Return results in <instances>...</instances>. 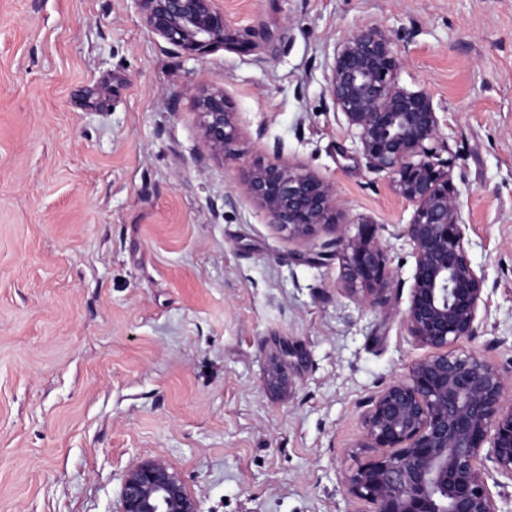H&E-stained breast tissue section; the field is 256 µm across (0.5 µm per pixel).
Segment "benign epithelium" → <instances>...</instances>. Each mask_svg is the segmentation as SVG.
Masks as SVG:
<instances>
[{"label": "benign epithelium", "instance_id": "1", "mask_svg": "<svg viewBox=\"0 0 512 512\" xmlns=\"http://www.w3.org/2000/svg\"><path fill=\"white\" fill-rule=\"evenodd\" d=\"M148 30L186 57L253 47L230 32L217 0H136ZM403 59L392 39L364 26L334 49L328 92L357 138L367 168L385 173L395 192L414 206L399 237L415 259L402 323L430 354L367 401L362 448L373 454L344 484L367 512H500L488 484L495 471L512 479V400L506 378L486 356L450 348L477 335L485 274L470 258L469 225L462 217L452 162L438 159L447 144L432 96L395 80ZM209 151L236 159L239 128L224 91L195 101ZM240 193L292 240L336 222L334 185L278 161L252 167ZM349 291L389 307L392 272L378 225L358 224L335 241ZM493 468H488L487 463ZM120 512H200L179 474L164 460L147 459L126 472Z\"/></svg>", "mask_w": 512, "mask_h": 512}]
</instances>
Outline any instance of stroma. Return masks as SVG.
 <instances>
[{"mask_svg":"<svg viewBox=\"0 0 512 512\" xmlns=\"http://www.w3.org/2000/svg\"><path fill=\"white\" fill-rule=\"evenodd\" d=\"M247 53L179 54L134 0H0V512H119L161 458L200 512H362L341 481L367 399L425 357L402 325L414 207L368 170L327 91L381 28L447 121L478 352L512 379V0H218ZM223 90L238 163L194 101ZM277 160L332 182L338 223L289 239L235 194ZM377 224L396 311L350 294L335 242Z\"/></svg>","mask_w":512,"mask_h":512,"instance_id":"obj_1","label":"stroma"}]
</instances>
